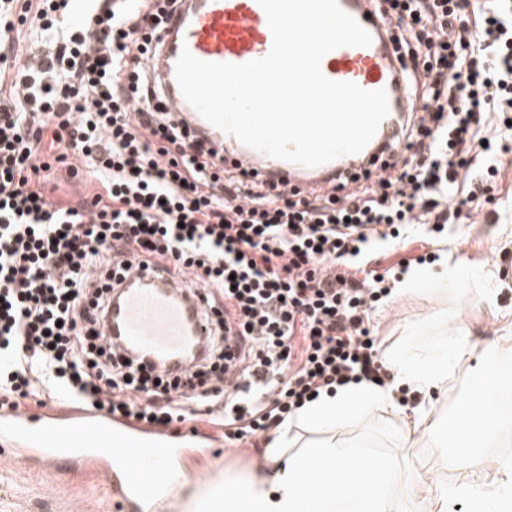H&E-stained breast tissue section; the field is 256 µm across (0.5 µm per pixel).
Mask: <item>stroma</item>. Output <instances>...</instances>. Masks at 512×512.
Instances as JSON below:
<instances>
[{"label": "stroma", "mask_w": 512, "mask_h": 512, "mask_svg": "<svg viewBox=\"0 0 512 512\" xmlns=\"http://www.w3.org/2000/svg\"><path fill=\"white\" fill-rule=\"evenodd\" d=\"M427 251L439 253L449 264L464 269V277L437 281L424 287L396 291L392 301L369 313L380 344L383 363L409 354L421 357L442 338L481 347L501 337L512 338V167L502 172L493 204L466 224L451 227L438 240L416 238L383 254V266L397 265ZM472 363L455 367L446 389L405 387L408 408L424 406L444 418L458 395L472 389ZM182 477L176 478L155 512H184L199 486L223 474L238 475L270 466L273 439L284 438L285 448L296 452L302 444L327 440L337 448L373 459L390 461L404 481L422 495L424 512H468L467 503L448 502L430 495L431 486L448 488L457 480L454 469L440 468L452 456L447 442L411 432L390 409L360 413L355 418L321 430L292 428L288 436L271 430L267 437L228 447L223 432L199 423ZM18 449L0 437V512H137L117 497L103 473L74 461L48 468L18 460Z\"/></svg>", "instance_id": "35a3bbf8"}]
</instances>
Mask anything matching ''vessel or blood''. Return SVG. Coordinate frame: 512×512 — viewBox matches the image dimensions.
Wrapping results in <instances>:
<instances>
[{
	"mask_svg": "<svg viewBox=\"0 0 512 512\" xmlns=\"http://www.w3.org/2000/svg\"><path fill=\"white\" fill-rule=\"evenodd\" d=\"M341 8L371 35L367 47H341L321 61L323 74L334 81H349L367 90L385 89L389 114L360 153L344 155L316 167L275 159L243 145L234 136L207 122L184 98L175 76L182 49L208 62L241 64L262 58L272 46L266 15L257 0H184L162 32L158 75L171 111L180 113L199 137L207 139L224 157L260 180L300 187L322 184L337 187L355 174L379 171L384 148L400 136L407 107L400 89L401 65L384 33L385 26L370 14L366 0H339ZM202 294L189 292L159 268L136 269L112 293L106 317V338L115 350L143 359L156 371L181 375L207 353L211 324ZM0 432L19 446L36 451L37 460L57 465L72 457L84 463L114 467V484L124 499L152 501L172 470L184 457L178 447L159 434H142L112 424L97 410L65 416L49 415L34 423L20 410L0 413Z\"/></svg>",
	"mask_w": 512,
	"mask_h": 512,
	"instance_id": "obj_1",
	"label": "vessel or blood"
}]
</instances>
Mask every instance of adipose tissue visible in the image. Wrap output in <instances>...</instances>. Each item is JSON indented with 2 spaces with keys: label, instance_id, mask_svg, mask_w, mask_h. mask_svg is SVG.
Listing matches in <instances>:
<instances>
[{
  "label": "adipose tissue",
  "instance_id": "obj_1",
  "mask_svg": "<svg viewBox=\"0 0 512 512\" xmlns=\"http://www.w3.org/2000/svg\"><path fill=\"white\" fill-rule=\"evenodd\" d=\"M465 358L475 362L477 396L459 398L445 418L432 419L423 408L416 414L433 438L460 448V456L453 459L458 473L453 492L469 501L471 512H512V460L487 462L477 454L482 442L506 424L496 411V395L504 384L496 364L452 336L438 342L425 359L398 357L395 369L403 382L442 389L454 366ZM395 401L389 390L352 383L336 394L321 396L299 418L322 428L366 410L394 408ZM411 494L409 487H396L390 462L337 450L331 442H316L288 456L274 470H253L236 478L234 487L204 483L187 503L186 512H400V503Z\"/></svg>",
  "mask_w": 512,
  "mask_h": 512
}]
</instances>
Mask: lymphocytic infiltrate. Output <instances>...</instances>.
<instances>
[{
  "instance_id": "lymphocytic-infiltrate-1",
  "label": "lymphocytic infiltrate",
  "mask_w": 512,
  "mask_h": 512,
  "mask_svg": "<svg viewBox=\"0 0 512 512\" xmlns=\"http://www.w3.org/2000/svg\"><path fill=\"white\" fill-rule=\"evenodd\" d=\"M369 2L421 108L383 176H353L339 199L247 178L168 111L155 40L183 0H92L77 22L70 0H0L1 409L40 387L164 429L220 401L235 444L321 393L383 384L365 318L394 274L377 258L492 203L512 153V0ZM26 27L43 40L22 45ZM60 168L99 192L52 200ZM136 262L206 293L209 353L183 376L159 377L105 338L112 290Z\"/></svg>"
}]
</instances>
